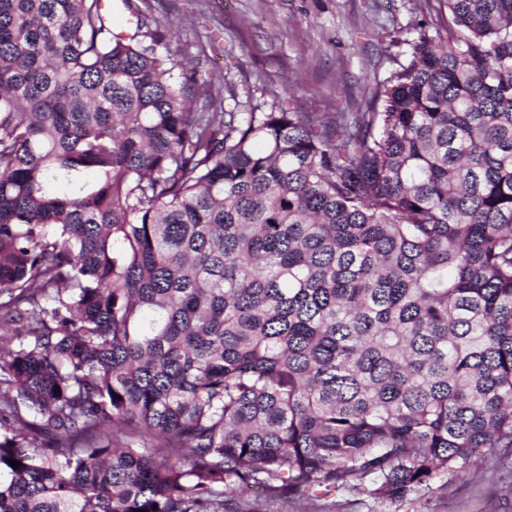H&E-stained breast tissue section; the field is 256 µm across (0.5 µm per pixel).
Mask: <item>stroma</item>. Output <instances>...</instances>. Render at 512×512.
I'll return each mask as SVG.
<instances>
[{
    "label": "stroma",
    "mask_w": 512,
    "mask_h": 512,
    "mask_svg": "<svg viewBox=\"0 0 512 512\" xmlns=\"http://www.w3.org/2000/svg\"><path fill=\"white\" fill-rule=\"evenodd\" d=\"M175 35L171 49L223 73L226 110L268 108L274 96L303 112H362L393 57L448 17L444 0H136ZM396 39H389V31ZM461 482L444 475L400 501L339 494L319 501L228 500L225 512H512V456L482 458Z\"/></svg>",
    "instance_id": "stroma-1"
}]
</instances>
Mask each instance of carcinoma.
<instances>
[{
    "label": "carcinoma",
    "instance_id": "obj_1",
    "mask_svg": "<svg viewBox=\"0 0 512 512\" xmlns=\"http://www.w3.org/2000/svg\"><path fill=\"white\" fill-rule=\"evenodd\" d=\"M120 2L128 32L0 0V512L400 501L497 464L512 0H445L337 115L195 109L224 77Z\"/></svg>",
    "mask_w": 512,
    "mask_h": 512
}]
</instances>
